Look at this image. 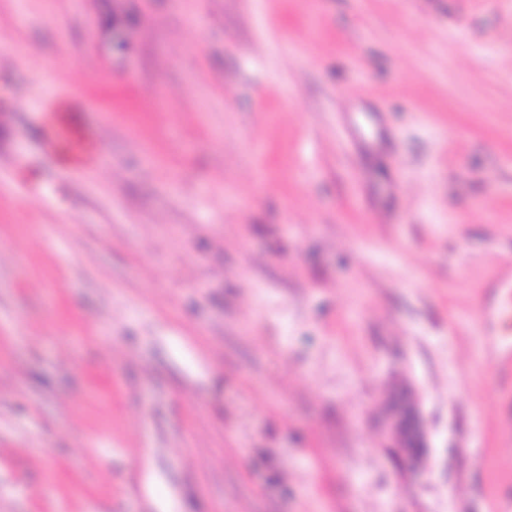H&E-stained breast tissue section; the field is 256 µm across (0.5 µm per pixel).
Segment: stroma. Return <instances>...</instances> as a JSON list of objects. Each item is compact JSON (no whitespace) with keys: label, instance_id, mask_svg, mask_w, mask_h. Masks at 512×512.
<instances>
[{"label":"stroma","instance_id":"35a3bbf8","mask_svg":"<svg viewBox=\"0 0 512 512\" xmlns=\"http://www.w3.org/2000/svg\"><path fill=\"white\" fill-rule=\"evenodd\" d=\"M508 274L512 0H0V512H492ZM58 112H61L64 118L53 128L51 145L66 153L74 162L73 166H80V170L84 171L91 159L92 141L85 130L66 118L71 115L68 109L62 108ZM495 305L485 315L491 322V330L500 336L501 350L512 352V277L498 285ZM379 424L387 435L384 448H392L399 461V471L416 474L430 452V434L420 399L407 382L395 384L382 403Z\"/></svg>","mask_w":512,"mask_h":512}]
</instances>
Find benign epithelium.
I'll return each mask as SVG.
<instances>
[{"label": "benign epithelium", "instance_id": "benign-epithelium-1", "mask_svg": "<svg viewBox=\"0 0 512 512\" xmlns=\"http://www.w3.org/2000/svg\"><path fill=\"white\" fill-rule=\"evenodd\" d=\"M379 424L387 435L385 447L394 450L400 472L415 474L430 452V434L420 399L407 382L397 384L382 403Z\"/></svg>", "mask_w": 512, "mask_h": 512}]
</instances>
